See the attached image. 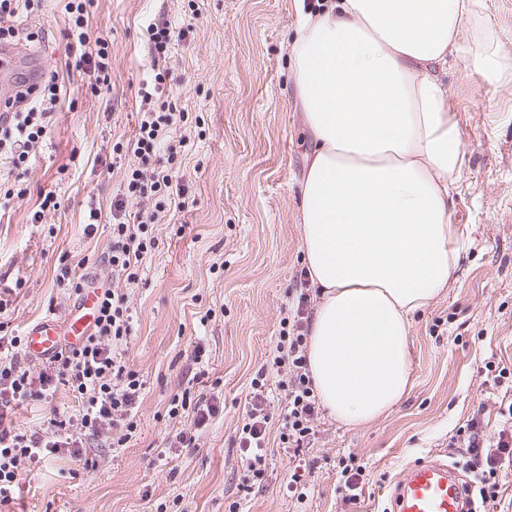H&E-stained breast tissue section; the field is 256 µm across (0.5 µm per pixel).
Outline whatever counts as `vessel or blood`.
Returning a JSON list of instances; mask_svg holds the SVG:
<instances>
[{
    "label": "vessel or blood",
    "mask_w": 512,
    "mask_h": 512,
    "mask_svg": "<svg viewBox=\"0 0 512 512\" xmlns=\"http://www.w3.org/2000/svg\"><path fill=\"white\" fill-rule=\"evenodd\" d=\"M96 291L84 289L64 322L44 318L25 332V354L43 363L65 346L78 345L91 333ZM472 487L447 459L430 456L411 463L390 493V512H471Z\"/></svg>",
    "instance_id": "1"
}]
</instances>
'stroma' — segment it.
I'll return each instance as SVG.
<instances>
[{"label": "stroma", "instance_id": "stroma-1", "mask_svg": "<svg viewBox=\"0 0 512 512\" xmlns=\"http://www.w3.org/2000/svg\"><path fill=\"white\" fill-rule=\"evenodd\" d=\"M67 2L32 0L15 23L17 43L58 71L60 101L21 177L23 193L0 195V273L22 282L0 323L21 336L66 315L70 301L55 281L61 256L77 274L110 278L98 259L134 160L137 91L154 80L146 32L154 23L178 32L164 87L190 118L166 145L185 162V207L161 218L158 249L122 285L138 316L125 360L146 383L135 437L117 453L90 449V470L65 452L33 464L14 512H342L337 462L349 455L366 469L356 512H383L414 460L444 453L462 467V449L449 442L472 416L496 436L512 407V84L470 65L471 34L448 61V108L468 157L453 190L460 258L448 287L412 318L410 388L358 428L322 414L305 450L316 464L304 474V500L289 497L294 463L272 447L266 481L243 503L235 472L245 398L305 268L297 189L312 142L295 104L289 46L319 0H92L87 34L107 39L110 51L102 89L65 65ZM36 31L41 39L29 42ZM48 193L57 208L32 223ZM93 210L100 227L90 238ZM198 343L206 350L198 390H221L224 411L197 447L169 452L165 440L181 423L168 405Z\"/></svg>", "mask_w": 512, "mask_h": 512}]
</instances>
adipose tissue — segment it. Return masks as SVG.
I'll use <instances>...</instances> for the list:
<instances>
[{"label":"adipose tissue","instance_id":"ef3b65f1","mask_svg":"<svg viewBox=\"0 0 512 512\" xmlns=\"http://www.w3.org/2000/svg\"><path fill=\"white\" fill-rule=\"evenodd\" d=\"M468 25L473 65L512 81L475 0H327L290 45L313 142L298 193L318 296L308 364L323 406L349 428L404 395L411 319L458 263L449 194L466 152L446 75Z\"/></svg>","mask_w":512,"mask_h":512}]
</instances>
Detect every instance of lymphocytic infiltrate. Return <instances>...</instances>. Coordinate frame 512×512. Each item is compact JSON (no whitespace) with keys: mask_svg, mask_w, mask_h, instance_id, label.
Segmentation results:
<instances>
[{"mask_svg":"<svg viewBox=\"0 0 512 512\" xmlns=\"http://www.w3.org/2000/svg\"><path fill=\"white\" fill-rule=\"evenodd\" d=\"M144 112L133 144L136 162L125 172L126 197L146 203L133 221L110 227L111 245L103 262L113 278L136 280L149 255L158 247L154 224L159 213L183 209L181 160L176 154L161 157L169 134L185 122L163 89L142 91ZM23 109H16V102ZM58 101L56 72H46L38 87L18 92L0 113V155L13 168L22 167L47 133ZM312 315L309 288L296 289L287 317L281 321L276 349L251 380L245 406L240 448L238 487L251 494L267 478V449L271 438L280 447L297 452L308 447L316 434L321 412L308 364V327ZM134 316L125 294L101 287L94 332L77 347L40 365H32L20 336H0V507L16 498L22 472L34 463L68 452L81 456L91 442L109 448L126 447L136 431L146 383L129 369L124 353L134 335ZM68 389L77 401L71 412H52L46 427L18 430L13 413L21 404L49 402L58 389ZM219 411L216 396L183 391L172 398L170 417H187L190 426L167 442L171 448H193L199 432ZM457 441L465 447L467 469L473 473V496L486 508L499 496L496 480L501 468L512 465V415L496 438H488L478 420L458 429Z\"/></svg>","mask_w":512,"mask_h":512,"instance_id":"f902f5d3","label":"lymphocytic infiltrate"}]
</instances>
